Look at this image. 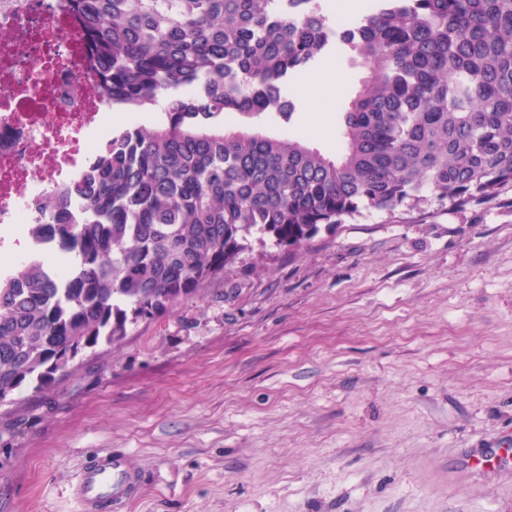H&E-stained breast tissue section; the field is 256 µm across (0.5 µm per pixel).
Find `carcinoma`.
Listing matches in <instances>:
<instances>
[{"mask_svg":"<svg viewBox=\"0 0 512 512\" xmlns=\"http://www.w3.org/2000/svg\"><path fill=\"white\" fill-rule=\"evenodd\" d=\"M110 105L165 99L52 201L34 254L0 276V403L58 380L70 347L114 345L253 250L300 254L369 210L512 206V0H371L343 31L321 0H68ZM340 45L368 74L334 156L227 131L226 112L291 120L288 77ZM83 202L80 224L69 213Z\"/></svg>","mask_w":512,"mask_h":512,"instance_id":"carcinoma-1","label":"carcinoma"}]
</instances>
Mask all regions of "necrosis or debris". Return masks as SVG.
<instances>
[{"label": "necrosis or debris", "mask_w": 512, "mask_h": 512, "mask_svg": "<svg viewBox=\"0 0 512 512\" xmlns=\"http://www.w3.org/2000/svg\"><path fill=\"white\" fill-rule=\"evenodd\" d=\"M98 60L66 0H0V271L76 179L106 122Z\"/></svg>", "instance_id": "1"}]
</instances>
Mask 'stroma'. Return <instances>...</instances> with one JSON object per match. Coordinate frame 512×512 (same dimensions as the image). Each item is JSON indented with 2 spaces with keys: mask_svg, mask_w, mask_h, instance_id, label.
I'll return each instance as SVG.
<instances>
[{
  "mask_svg": "<svg viewBox=\"0 0 512 512\" xmlns=\"http://www.w3.org/2000/svg\"><path fill=\"white\" fill-rule=\"evenodd\" d=\"M291 121L224 115L335 154L366 75L331 50ZM512 437V208L371 210L298 256L266 246L88 349L48 390L0 404V512H77L85 461L141 471L122 512H512V465L473 450ZM501 445L499 448H490L478 455H474V460L469 459L470 466L475 470L482 472L494 471L508 463L512 456V448Z\"/></svg>",
  "mask_w": 512,
  "mask_h": 512,
  "instance_id": "1",
  "label": "stroma"
}]
</instances>
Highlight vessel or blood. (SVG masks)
<instances>
[{
  "label": "vessel or blood",
  "mask_w": 512,
  "mask_h": 512,
  "mask_svg": "<svg viewBox=\"0 0 512 512\" xmlns=\"http://www.w3.org/2000/svg\"><path fill=\"white\" fill-rule=\"evenodd\" d=\"M512 459V449L502 446L475 455L472 468L490 472ZM143 487L140 472L132 469L120 452L97 455L83 466L74 497L79 512H120L122 506L136 499Z\"/></svg>",
  "instance_id": "vessel-or-blood-1"
}]
</instances>
